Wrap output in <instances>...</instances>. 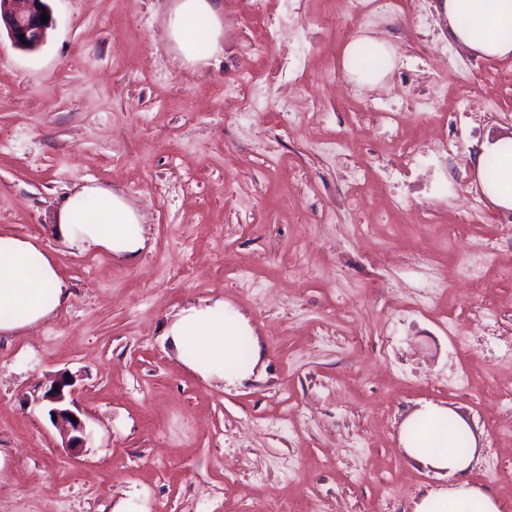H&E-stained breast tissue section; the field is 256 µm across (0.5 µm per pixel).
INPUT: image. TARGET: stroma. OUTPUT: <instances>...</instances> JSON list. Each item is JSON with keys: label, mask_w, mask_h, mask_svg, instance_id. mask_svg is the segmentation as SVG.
Listing matches in <instances>:
<instances>
[{"label": "stroma", "mask_w": 512, "mask_h": 512, "mask_svg": "<svg viewBox=\"0 0 512 512\" xmlns=\"http://www.w3.org/2000/svg\"><path fill=\"white\" fill-rule=\"evenodd\" d=\"M179 2L50 0L38 51L0 35V234L48 251L70 291L45 321L0 335V512H247L284 496L296 512H415L451 484L403 448L406 418L429 403L467 420L477 453L464 477L512 512L500 398L512 361L495 355L512 339V210L488 202L494 223H456L481 192L474 150L512 136V57L449 41L440 0L420 24L385 16L341 33L310 20L342 0H266L258 20L247 0H212L217 48L192 61L170 31ZM363 36L393 50L382 84H325ZM247 68L267 78L242 113L224 100ZM402 85L405 116L429 96L471 94L482 109L457 115L460 154L426 155L393 186L363 114ZM336 134L368 171L356 211L345 160L311 148ZM85 185L137 211L135 259L56 238ZM468 267L483 270L482 294ZM218 300L262 350L235 384L204 380L163 338L183 309ZM65 376L81 448L45 398Z\"/></svg>", "instance_id": "1"}]
</instances>
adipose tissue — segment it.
<instances>
[{
	"instance_id": "adipose-tissue-1",
	"label": "adipose tissue",
	"mask_w": 512,
	"mask_h": 512,
	"mask_svg": "<svg viewBox=\"0 0 512 512\" xmlns=\"http://www.w3.org/2000/svg\"><path fill=\"white\" fill-rule=\"evenodd\" d=\"M448 17V37L459 45L490 57L512 55V0H442ZM172 32L188 59L206 56L215 44L217 22L209 0H181L171 19ZM496 159L498 180H490L487 162ZM480 185L496 206L512 210V136L483 144L476 158ZM58 236L84 250L102 249L127 259L145 246L144 229L136 211L111 191L86 187L69 197L60 208ZM69 292L52 256L35 243L0 235V334L36 325L67 301ZM164 338L178 359L206 380L235 382L245 379L260 358V348L245 320L223 302L190 307L166 327ZM423 425L418 445L406 451L435 472L454 476L465 471L470 456L460 455L454 437L446 429L471 428L459 414L426 404L409 418ZM415 512H500L490 493L458 482L452 489L431 492Z\"/></svg>"
}]
</instances>
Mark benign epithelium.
Masks as SVG:
<instances>
[{"instance_id":"1","label":"benign epithelium","mask_w":512,"mask_h":512,"mask_svg":"<svg viewBox=\"0 0 512 512\" xmlns=\"http://www.w3.org/2000/svg\"><path fill=\"white\" fill-rule=\"evenodd\" d=\"M44 13L51 14L49 0H0V26L6 29L13 46L22 51H36L45 42L52 20L41 22ZM21 35L24 36L22 40L19 39ZM71 385L72 381L64 378L47 391L45 398L54 404L51 416L56 418L65 433L71 434L69 447L81 448L85 443V424L80 420L72 421L70 416L74 412L65 407L64 389Z\"/></svg>"}]
</instances>
